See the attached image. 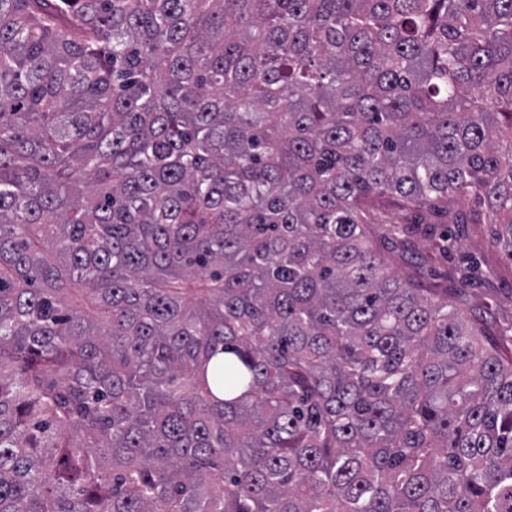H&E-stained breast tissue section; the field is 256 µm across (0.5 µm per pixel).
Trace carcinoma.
Listing matches in <instances>:
<instances>
[{"label":"carcinoma","mask_w":512,"mask_h":512,"mask_svg":"<svg viewBox=\"0 0 512 512\" xmlns=\"http://www.w3.org/2000/svg\"><path fill=\"white\" fill-rule=\"evenodd\" d=\"M469 198L512 257V0H0V512H512L393 271Z\"/></svg>","instance_id":"obj_1"}]
</instances>
